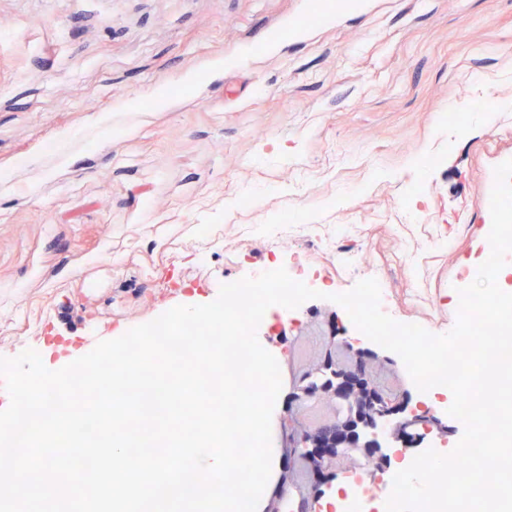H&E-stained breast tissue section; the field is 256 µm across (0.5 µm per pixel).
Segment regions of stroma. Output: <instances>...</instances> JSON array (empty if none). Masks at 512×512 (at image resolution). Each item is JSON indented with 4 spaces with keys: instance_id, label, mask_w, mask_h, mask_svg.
Returning <instances> with one entry per match:
<instances>
[{
    "instance_id": "obj_1",
    "label": "stroma",
    "mask_w": 512,
    "mask_h": 512,
    "mask_svg": "<svg viewBox=\"0 0 512 512\" xmlns=\"http://www.w3.org/2000/svg\"><path fill=\"white\" fill-rule=\"evenodd\" d=\"M1 19L0 356L64 367L269 271L283 236L340 293L366 275L325 249L349 239L401 317L455 326V272L487 247L476 194L512 159V0H0ZM335 332L354 336L319 299L256 330L291 374L273 467L300 485L288 435L322 410L286 401ZM372 375L419 402L395 353Z\"/></svg>"
}]
</instances>
